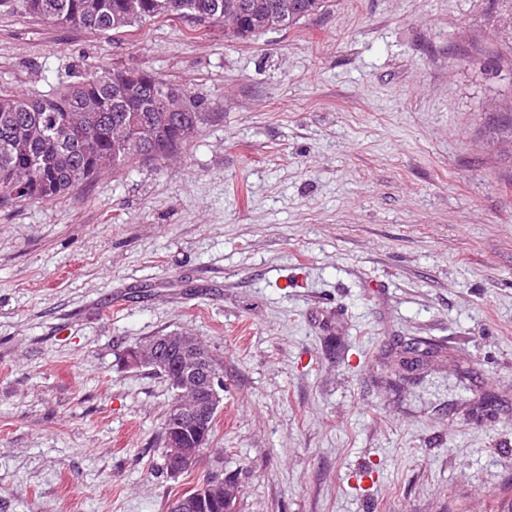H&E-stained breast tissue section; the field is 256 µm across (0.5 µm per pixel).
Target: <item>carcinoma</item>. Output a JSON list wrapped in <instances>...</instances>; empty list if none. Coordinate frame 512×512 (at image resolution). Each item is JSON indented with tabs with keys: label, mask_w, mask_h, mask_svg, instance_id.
<instances>
[{
	"label": "carcinoma",
	"mask_w": 512,
	"mask_h": 512,
	"mask_svg": "<svg viewBox=\"0 0 512 512\" xmlns=\"http://www.w3.org/2000/svg\"><path fill=\"white\" fill-rule=\"evenodd\" d=\"M251 20L280 17V6L293 4L310 16L326 0H238ZM0 9L24 13L56 27H81L114 35L156 18L189 19L210 27L224 23V0H0ZM188 100L192 112H159V94ZM203 102L155 73L101 67L81 75L60 95L31 98L0 89V205L64 196L103 170L134 168L146 152L163 165L179 157L193 141L204 113ZM92 109L97 134L85 142L72 127ZM135 114L141 122L162 120L165 138L137 150L115 135V127Z\"/></svg>",
	"instance_id": "carcinoma-1"
}]
</instances>
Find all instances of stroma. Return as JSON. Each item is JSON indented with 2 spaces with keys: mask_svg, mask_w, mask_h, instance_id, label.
<instances>
[{
  "mask_svg": "<svg viewBox=\"0 0 512 512\" xmlns=\"http://www.w3.org/2000/svg\"><path fill=\"white\" fill-rule=\"evenodd\" d=\"M148 69L206 122L164 166L0 206V512H512V0H327L242 41L0 12V86ZM179 330L215 436L161 468ZM434 349L413 369L401 344ZM166 353H169L167 358ZM167 361L171 366L178 363L170 367ZM127 363L132 367L157 370L154 371L155 374L163 378V374L166 375L176 402L171 417L167 412L161 428L166 451V454H162V469L168 474L170 462L173 475H178L181 469V474L185 473L194 463L193 460L209 444L215 432L218 411L213 416L212 425L211 418L220 406L223 400L221 393L224 392L221 364L194 336L179 331L148 338L128 353ZM171 418L182 426L173 428L165 439L166 431L171 426ZM186 434L189 435L186 437ZM200 448L202 450L199 454ZM185 463L189 464L183 467ZM213 475L214 474L209 476L206 479L205 483ZM204 484L199 489H191V490L183 493L182 495H180L177 498V500L179 498H184V497H188L192 494H195V493L199 492L200 490H202L203 488L205 490L204 492L201 491L197 495L190 496L189 498H186V499H181L180 501H178L174 504L173 511L170 510V508H169V511L170 512H203V511H199V510H201L206 505V501L212 502V499L214 497H221V499L223 497L224 500L228 498V495L226 494V492H228V488L226 486L224 488V479L223 478L217 477L212 482L211 485H208L205 487H204Z\"/></svg>",
  "mask_w": 512,
  "mask_h": 512,
  "instance_id": "35a3bbf8",
  "label": "stroma"
}]
</instances>
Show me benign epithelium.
<instances>
[{
    "label": "benign epithelium",
    "mask_w": 512,
    "mask_h": 512,
    "mask_svg": "<svg viewBox=\"0 0 512 512\" xmlns=\"http://www.w3.org/2000/svg\"><path fill=\"white\" fill-rule=\"evenodd\" d=\"M157 132L139 122L126 127V142L132 145L153 142ZM174 353L178 363L171 367L165 354ZM132 367H145L166 375L176 402L171 418L178 423L164 441L171 473H180L183 465L197 458L205 447L212 414L220 406L224 392V374L215 355L195 337L179 331L152 336L132 349L127 356ZM224 479L216 478L204 491L176 502L173 512H199L215 497L228 498Z\"/></svg>",
    "instance_id": "1"
}]
</instances>
